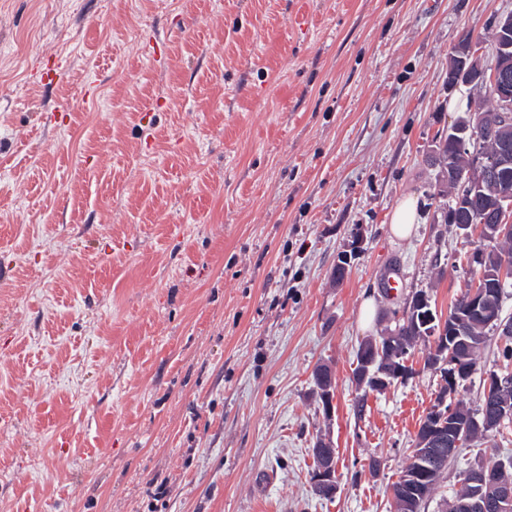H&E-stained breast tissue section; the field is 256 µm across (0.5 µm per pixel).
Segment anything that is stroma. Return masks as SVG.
I'll return each instance as SVG.
<instances>
[{"label":"stroma","instance_id":"1","mask_svg":"<svg viewBox=\"0 0 512 512\" xmlns=\"http://www.w3.org/2000/svg\"><path fill=\"white\" fill-rule=\"evenodd\" d=\"M510 12L0 0V512H390L442 380L420 341L407 380L363 393L357 350L417 291L447 316L471 278L480 231L443 223L430 155L466 117L455 45L472 28L490 52L487 22ZM407 194L418 223L399 239ZM498 343L458 389L469 408ZM320 435L329 500L311 481ZM509 455L512 426L471 442L424 512ZM417 201L412 196L402 199L391 215V231L398 238L408 237L413 232L416 220ZM313 377L315 383H317L316 394L320 396L322 405L329 415L333 408L336 389L333 371L330 367L324 366L322 369L313 372ZM316 466L313 471V487L315 494L324 498L333 497L337 490L336 483V451L331 442L325 438L316 440L311 449ZM324 499H331L325 497Z\"/></svg>","mask_w":512,"mask_h":512}]
</instances>
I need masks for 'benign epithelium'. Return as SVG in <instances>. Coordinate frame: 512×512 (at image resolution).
<instances>
[{"mask_svg": "<svg viewBox=\"0 0 512 512\" xmlns=\"http://www.w3.org/2000/svg\"><path fill=\"white\" fill-rule=\"evenodd\" d=\"M465 82L481 88L493 87L496 90V108L488 116L493 128L499 130L502 149L496 153L470 151V144L474 138L472 123L460 121L450 128L452 139L459 151H469L471 166L468 169V183L476 190L488 188L489 172H507L512 165V150L508 144L512 141V44L503 43L498 52L495 64L485 67L478 56L474 42L462 41L458 44L456 54L448 62V87L454 88ZM512 231V205L500 207L499 223L492 225L491 234L499 237ZM497 282L493 283V290L485 291L475 301L476 310L487 324L497 323V331L503 336L512 334V322L502 321L499 317L498 282L504 279L503 273L495 276ZM411 312L419 314L413 320L415 336L413 340L428 339L432 343L430 363L434 366L448 365V358L444 357L448 351V339H453V345L467 347L470 345L468 337L460 332L445 328V321L434 314L430 298L425 293L414 295V300L408 303ZM396 353L400 356L408 352V346L401 339L400 326L388 330L382 339L368 338L360 345L361 363L355 372V380L359 387L365 390L381 392L390 387L394 381L405 379L409 370L402 364L392 362L378 363L377 353L381 350ZM470 368L465 366V360L455 361V367L445 373L447 382L443 384L437 400L432 405L430 422L418 439L417 456L418 467L408 476L404 477V491L393 512H421L418 505L426 499L428 480L431 475L429 461L436 449L448 447V454L454 455L460 447L458 434L447 430L448 411L444 410L448 402V390L458 387L459 380L469 374ZM316 383V394L320 396L326 411H331L335 398V381L331 368L325 366L313 372ZM316 466L313 471V487L315 494L320 497L334 496L338 490L336 483V451L331 442L325 438L316 440L311 448ZM468 484L472 486L470 496L458 503L462 512H483L487 508L482 493L487 486L498 488L496 503L499 507L508 509L512 507V482L501 479L492 474L475 471L468 476Z\"/></svg>", "mask_w": 512, "mask_h": 512, "instance_id": "benign-epithelium-1", "label": "benign epithelium"}]
</instances>
